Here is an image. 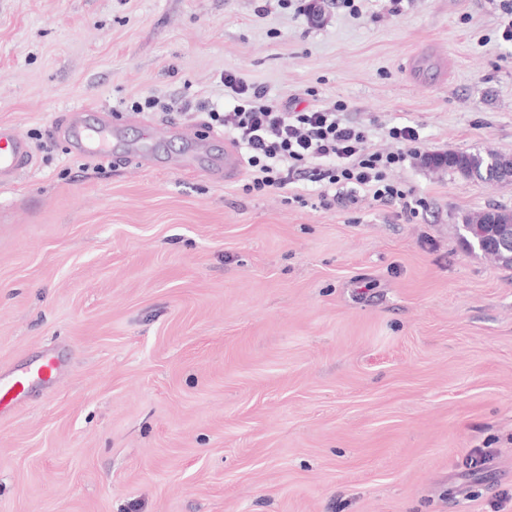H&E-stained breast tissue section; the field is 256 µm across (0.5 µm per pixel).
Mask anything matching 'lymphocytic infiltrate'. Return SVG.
Returning <instances> with one entry per match:
<instances>
[{
    "mask_svg": "<svg viewBox=\"0 0 512 512\" xmlns=\"http://www.w3.org/2000/svg\"><path fill=\"white\" fill-rule=\"evenodd\" d=\"M224 91L232 104L221 112L209 110L207 126L223 129L242 150L244 194L291 192L292 184L305 179L317 185L319 205L326 210L335 205L339 185L376 201L399 203L408 220L428 208L426 196L388 178L390 170L419 156L418 127H390L387 135L401 143V150L374 151L368 146V128L346 118L344 102L304 108L276 104L265 90L232 73L224 76Z\"/></svg>",
    "mask_w": 512,
    "mask_h": 512,
    "instance_id": "obj_1",
    "label": "lymphocytic infiltrate"
}]
</instances>
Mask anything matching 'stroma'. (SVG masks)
<instances>
[{"label":"stroma","mask_w":512,"mask_h":512,"mask_svg":"<svg viewBox=\"0 0 512 512\" xmlns=\"http://www.w3.org/2000/svg\"><path fill=\"white\" fill-rule=\"evenodd\" d=\"M310 2L0 0V127L33 152L0 184V380L57 364L0 414V512H512V269L456 234L512 181L415 160L414 221L289 204L186 164L224 152L198 111L134 107L223 103L230 72L345 101L375 150L415 124L512 157L503 0ZM72 129L76 139L85 144L84 151L86 153L91 155H103L108 153L111 141L107 136L97 132H86L77 128V125H74Z\"/></svg>","instance_id":"stroma-1"}]
</instances>
